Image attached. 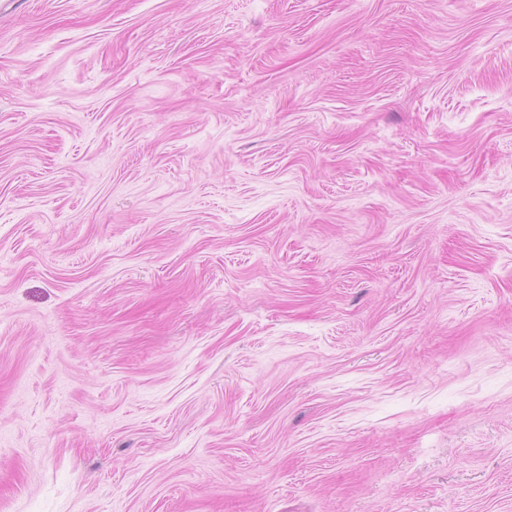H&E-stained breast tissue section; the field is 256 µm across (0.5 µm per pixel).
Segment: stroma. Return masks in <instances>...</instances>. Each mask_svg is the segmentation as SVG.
I'll return each instance as SVG.
<instances>
[{
	"instance_id": "stroma-1",
	"label": "stroma",
	"mask_w": 512,
	"mask_h": 512,
	"mask_svg": "<svg viewBox=\"0 0 512 512\" xmlns=\"http://www.w3.org/2000/svg\"><path fill=\"white\" fill-rule=\"evenodd\" d=\"M0 512H512V0H0Z\"/></svg>"
}]
</instances>
